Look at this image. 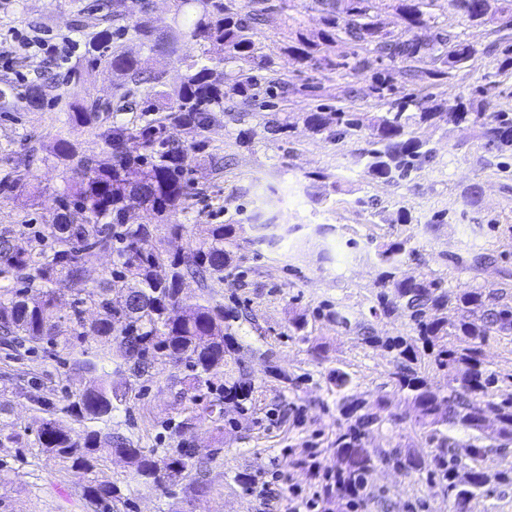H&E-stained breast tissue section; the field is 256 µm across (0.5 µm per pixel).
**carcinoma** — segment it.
<instances>
[{
  "label": "carcinoma",
  "mask_w": 512,
  "mask_h": 512,
  "mask_svg": "<svg viewBox=\"0 0 512 512\" xmlns=\"http://www.w3.org/2000/svg\"><path fill=\"white\" fill-rule=\"evenodd\" d=\"M320 6L321 29L318 40L300 37L287 45V54L298 63L323 71H334L339 63L322 52L321 45L346 40L365 47L367 55L355 56L351 69L365 68L373 59L388 58L400 64L398 73L410 83L424 81L430 87L448 82L455 73L472 65L475 47L452 30L425 40L419 30L436 20V13H419L417 0H393V9L403 26L404 35L388 36L375 12L374 0H344L338 10L328 0H315ZM469 22L492 26L493 35L505 17H512V0H469ZM192 8L185 42L178 45L166 39L164 32L142 26L138 16L153 9V0H104L90 7L97 14L89 25L92 61L103 59L113 71H120L128 82L146 85L145 95L134 97L130 89L122 93V103L109 100L73 98L69 102L68 129L57 134L51 154L63 165L65 187L56 198L51 223L35 232V244L22 248L8 233H0V276H11L20 287L0 289V334L19 336L32 348L44 344L65 349H81L86 356L83 368L90 374L88 386L73 396L63 412L78 422L107 423L127 401L126 392L112 385V355L109 350L91 352L84 348L86 338L96 336L103 344L119 338L124 364L145 372L155 363H183L194 385L207 383L224 370L226 349L233 343L229 333L233 311L208 294L196 304H180L183 282L187 278L224 281V270L232 256L224 242L237 238L241 224H215L208 237L195 247L171 252L156 245L150 226L166 214L183 211L190 198L191 154L204 147L203 142L188 141L182 134L201 136L219 122L221 115L237 121L241 112H255L272 106V100L286 98L297 91L296 85L272 78L265 87L236 69L240 60H252L269 68L271 62L254 40L255 27L274 8L272 0H176V10ZM131 34L143 43L161 50L179 63L183 70L180 84L171 92L165 89L162 74L146 73L141 61L122 46L109 45L110 37L121 39ZM375 58H370V55ZM224 65L223 80L213 78L214 64ZM304 125L315 133L336 140L359 138L369 130V147L358 154L357 163L373 178L397 184L422 170L436 159L429 141L414 135V126L467 124L480 130L487 152L508 168L512 159V112L473 111L462 101L448 107L433 94L389 103L387 111L368 118L359 112H307ZM89 131L102 141L105 156L88 155L71 138L75 131ZM36 197L9 171L0 173V202L21 194ZM139 205L142 223L126 224L128 211ZM406 227L401 234L375 251L380 273L376 304L372 317L386 316L400 309L409 318L415 342L396 337L384 342L395 352L391 373L397 391L405 394L415 412L416 423L427 428L438 440L433 455L432 475L445 484L450 495L451 512H467L474 490L485 485L484 473L469 468L467 479H457L456 468L448 464V449L455 439L442 428H460L475 433L469 456L477 462L486 452L478 433L487 415L496 417L497 439L502 446L512 443V392L500 394L497 375L486 368L483 346L491 336H512V295L503 290L459 288L451 295L448 279L433 271L407 274L401 271L403 256H412L413 235L407 226L413 217L399 209L391 220ZM271 244L293 231L280 224H253ZM116 253V268L111 278L87 286L84 259L90 250ZM65 279L73 286L69 310L62 312L53 285ZM125 284L112 287V280ZM455 302L459 315L448 321V303ZM182 305L181 313L171 316L172 308ZM96 311L89 321L87 308ZM336 326L347 333L378 343L371 336L369 320L351 317L339 310L328 314ZM429 360H424V357ZM448 373V393L431 390L420 376L422 362ZM336 394L341 410L355 423L338 430L333 442L334 467L341 481L336 492H348L375 468V462L392 463L407 472L418 471L423 461L403 456L393 448L375 456L365 448L362 437L377 422L373 413H360L364 402L346 395L352 384L350 375L336 371ZM251 386L242 381L219 388L218 397L209 404V416L215 422L224 418V405L245 410ZM42 452L85 472H93L103 454L125 458L145 484L166 487L193 466L194 451L179 448L159 457L145 451L122 436L102 437L101 430L88 426L77 431L58 417L42 420L37 430ZM90 502L127 504L121 490L110 483L90 481L85 488Z\"/></svg>",
  "instance_id": "1"
}]
</instances>
